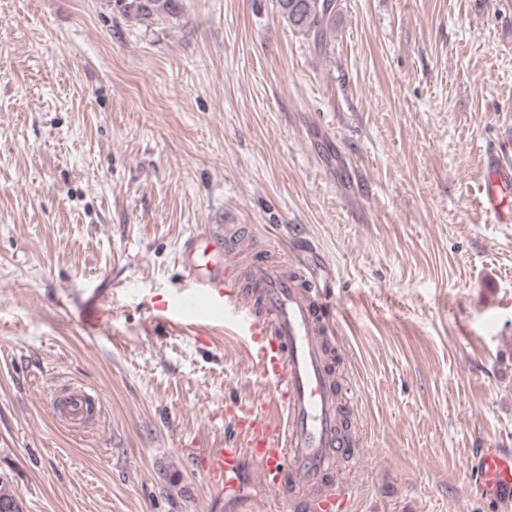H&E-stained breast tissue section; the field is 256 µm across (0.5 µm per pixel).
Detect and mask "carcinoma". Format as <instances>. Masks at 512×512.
<instances>
[{
  "label": "carcinoma",
  "mask_w": 512,
  "mask_h": 512,
  "mask_svg": "<svg viewBox=\"0 0 512 512\" xmlns=\"http://www.w3.org/2000/svg\"><path fill=\"white\" fill-rule=\"evenodd\" d=\"M175 0H113L112 8L126 17L151 19L171 12ZM288 26L311 41L321 53L331 47L330 35L341 14L342 0H277ZM0 512H23L19 495L0 474Z\"/></svg>",
  "instance_id": "1"
}]
</instances>
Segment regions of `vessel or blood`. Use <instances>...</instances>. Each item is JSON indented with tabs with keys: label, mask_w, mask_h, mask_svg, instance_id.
<instances>
[{
	"label": "vessel or blood",
	"mask_w": 512,
	"mask_h": 512,
	"mask_svg": "<svg viewBox=\"0 0 512 512\" xmlns=\"http://www.w3.org/2000/svg\"><path fill=\"white\" fill-rule=\"evenodd\" d=\"M476 203L486 223L512 224V164L496 149L485 152ZM251 232L248 224L215 226L188 237L180 255L193 289L174 294L164 306L165 324L187 321L203 336L208 325L187 302L191 295L205 296L267 389L258 400L238 403L231 446L205 451L201 463L219 497L243 495L240 476L249 462L266 490L305 486V494L294 500V512H348L347 484L330 476L332 459L355 448L341 431L326 353L336 330L332 282L311 275L306 257L317 247L298 228L292 232L296 248L285 265L256 262L248 280H241L232 274L231 260ZM66 396L69 425L81 429L95 401L78 387ZM467 470L471 489L481 497L512 504L511 449H475Z\"/></svg>",
	"instance_id": "obj_1"
}]
</instances>
